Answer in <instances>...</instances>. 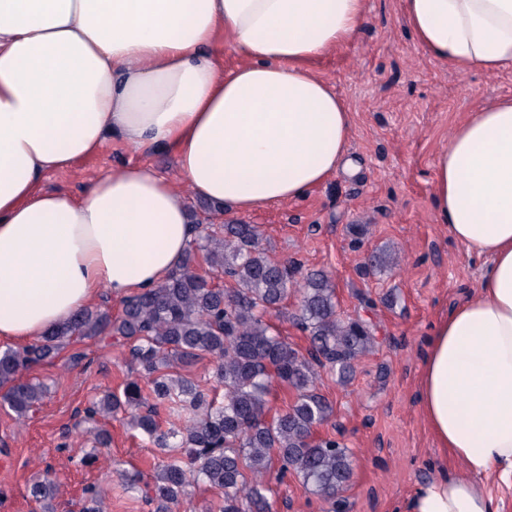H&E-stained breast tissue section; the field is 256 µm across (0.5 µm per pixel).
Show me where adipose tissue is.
<instances>
[{"label": "adipose tissue", "mask_w": 512, "mask_h": 512, "mask_svg": "<svg viewBox=\"0 0 512 512\" xmlns=\"http://www.w3.org/2000/svg\"><path fill=\"white\" fill-rule=\"evenodd\" d=\"M416 46L455 70L512 69V0H400ZM367 0H0V344L157 288L194 238L189 200L245 213L349 168L352 114L317 59ZM240 61L224 66V48ZM161 149L177 178L124 166L80 196L47 173L108 138ZM435 205L485 265L433 326L419 398L464 474L402 512H512V97L466 113L436 155Z\"/></svg>", "instance_id": "adipose-tissue-1"}]
</instances>
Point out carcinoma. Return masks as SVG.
Listing matches in <instances>:
<instances>
[{"label":"carcinoma","mask_w":512,"mask_h":512,"mask_svg":"<svg viewBox=\"0 0 512 512\" xmlns=\"http://www.w3.org/2000/svg\"><path fill=\"white\" fill-rule=\"evenodd\" d=\"M196 238L183 263L159 287L123 300L122 313L98 306L77 312L41 339L20 349L0 352V401L19 416L37 411L46 387L21 374L49 362L75 337L112 336L129 347L135 375L122 393H109L84 409L94 423L118 411L129 414L160 453L162 468L143 480L130 475L153 512H175L190 488L205 485L217 495L218 512H271L268 478L302 480L329 505L345 512L342 492L353 475L352 455L333 437L317 438V428L333 416L331 402L317 388L321 371L347 383L356 362L377 347L373 325L344 319L338 312L336 284L318 270L302 271L295 261L270 255L259 226L202 224L191 215ZM209 271L233 281L218 288L198 273L199 260ZM297 296L294 311L284 301ZM285 315L306 332L303 351L280 336L271 316ZM214 362L213 382L224 388V402L210 389L181 372L198 360ZM296 392L294 402L268 417L272 380ZM166 409L182 420L164 431L156 417ZM105 430L94 433V450L79 458L84 467L98 460L97 449L111 446ZM29 496L52 508L55 483L33 482Z\"/></svg>","instance_id":"cac0c4a2"}]
</instances>
